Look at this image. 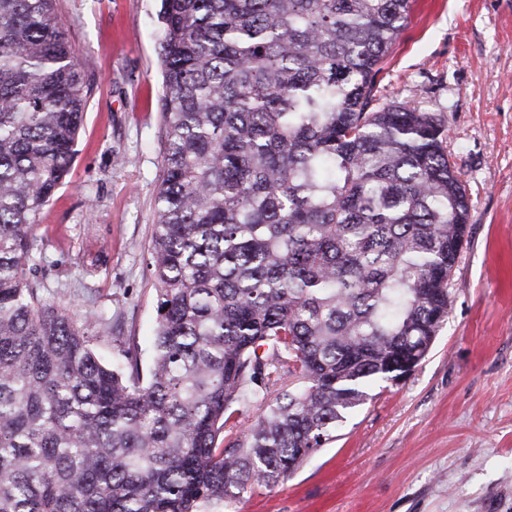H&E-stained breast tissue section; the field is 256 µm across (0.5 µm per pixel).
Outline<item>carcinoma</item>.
<instances>
[{"label":"carcinoma","instance_id":"1","mask_svg":"<svg viewBox=\"0 0 512 512\" xmlns=\"http://www.w3.org/2000/svg\"><path fill=\"white\" fill-rule=\"evenodd\" d=\"M411 7L161 0L145 369L30 279L83 84L54 0H0V512H223L427 356L470 204L435 116L376 98Z\"/></svg>","mask_w":512,"mask_h":512}]
</instances>
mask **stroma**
<instances>
[{"label": "stroma", "mask_w": 512, "mask_h": 512, "mask_svg": "<svg viewBox=\"0 0 512 512\" xmlns=\"http://www.w3.org/2000/svg\"><path fill=\"white\" fill-rule=\"evenodd\" d=\"M160 0H55L84 86L77 154L32 232L44 301L111 321L150 364L161 181ZM376 95L433 113L470 198L450 312L290 479L227 512H512V0H414Z\"/></svg>", "instance_id": "35a3bbf8"}]
</instances>
